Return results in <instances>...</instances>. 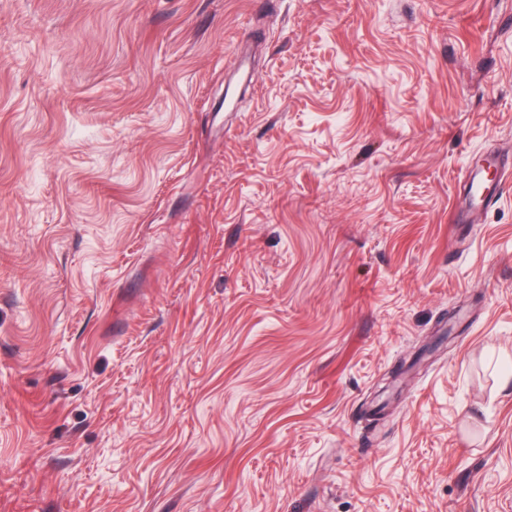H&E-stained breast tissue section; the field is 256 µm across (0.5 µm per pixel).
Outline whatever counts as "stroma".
<instances>
[{
  "instance_id": "35a3bbf8",
  "label": "stroma",
  "mask_w": 512,
  "mask_h": 512,
  "mask_svg": "<svg viewBox=\"0 0 512 512\" xmlns=\"http://www.w3.org/2000/svg\"><path fill=\"white\" fill-rule=\"evenodd\" d=\"M512 0H0V512H512ZM483 161L488 168L493 167L499 173V180H498L497 185H495V186L480 185L477 190L479 197H483L481 202L484 204V207L488 208V207L494 205L499 199L498 196L500 193V189H502L501 186L503 185V179H502V175H501V172L503 170H501V163L495 155H492V154L486 155V156H484Z\"/></svg>"
}]
</instances>
